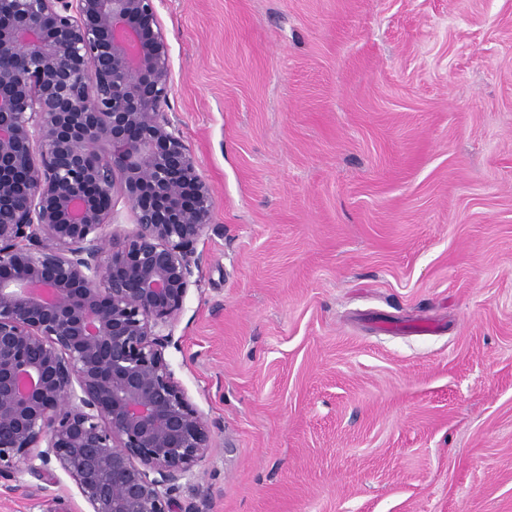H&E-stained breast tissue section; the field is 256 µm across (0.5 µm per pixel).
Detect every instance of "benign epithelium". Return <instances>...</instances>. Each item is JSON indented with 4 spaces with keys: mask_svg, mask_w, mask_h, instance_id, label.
Segmentation results:
<instances>
[{
    "mask_svg": "<svg viewBox=\"0 0 512 512\" xmlns=\"http://www.w3.org/2000/svg\"><path fill=\"white\" fill-rule=\"evenodd\" d=\"M170 90L155 0H0V481L56 462L87 510L51 512H192L211 429L165 331L215 198Z\"/></svg>",
    "mask_w": 512,
    "mask_h": 512,
    "instance_id": "benign-epithelium-1",
    "label": "benign epithelium"
}]
</instances>
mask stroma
Here are the masks:
<instances>
[{
	"instance_id": "stroma-1",
	"label": "stroma",
	"mask_w": 512,
	"mask_h": 512,
	"mask_svg": "<svg viewBox=\"0 0 512 512\" xmlns=\"http://www.w3.org/2000/svg\"><path fill=\"white\" fill-rule=\"evenodd\" d=\"M155 5L215 193L166 350L212 427L181 500L512 512V0Z\"/></svg>"
}]
</instances>
